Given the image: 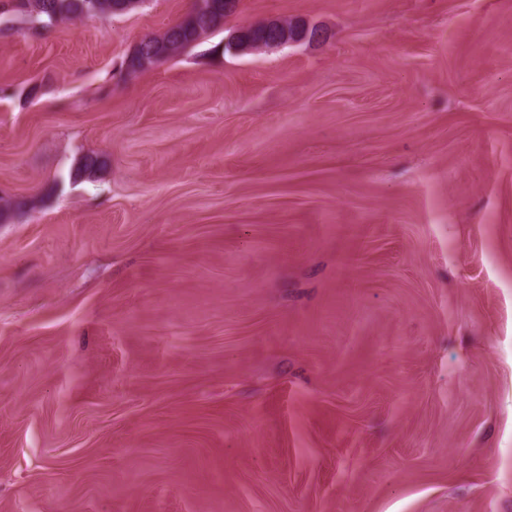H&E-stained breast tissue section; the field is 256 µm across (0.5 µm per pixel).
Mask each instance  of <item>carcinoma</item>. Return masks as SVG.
I'll use <instances>...</instances> for the list:
<instances>
[{
  "instance_id": "obj_1",
  "label": "carcinoma",
  "mask_w": 512,
  "mask_h": 512,
  "mask_svg": "<svg viewBox=\"0 0 512 512\" xmlns=\"http://www.w3.org/2000/svg\"><path fill=\"white\" fill-rule=\"evenodd\" d=\"M142 0H50L49 8L40 11H25V14L35 20L45 17L52 22L58 19L112 16L125 14L139 7ZM210 11L206 14L194 12L187 15L181 22L168 28L163 34L148 37L140 41L127 58L126 70L135 72L139 70L138 55L143 49L153 51L149 64L168 58L179 51L196 44L204 36L217 29L224 17L235 11L237 4L226 5L225 0H207ZM279 26L258 25L247 30V37L255 47H269ZM99 168V159L95 155H86L74 170L77 178H90Z\"/></svg>"
}]
</instances>
